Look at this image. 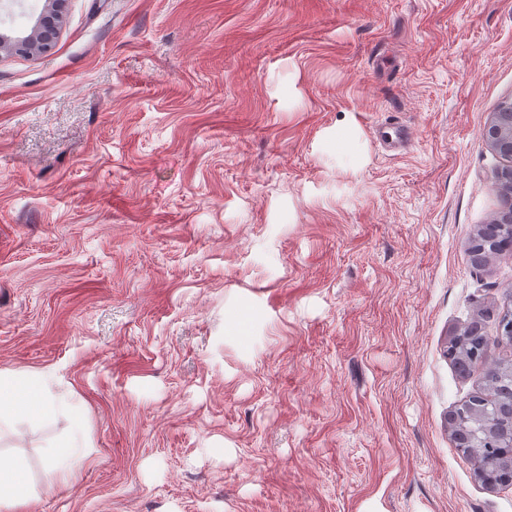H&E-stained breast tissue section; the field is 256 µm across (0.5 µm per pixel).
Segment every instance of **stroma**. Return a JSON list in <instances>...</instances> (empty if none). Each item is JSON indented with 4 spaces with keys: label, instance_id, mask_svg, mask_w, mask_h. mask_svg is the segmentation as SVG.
<instances>
[{
    "label": "stroma",
    "instance_id": "obj_1",
    "mask_svg": "<svg viewBox=\"0 0 512 512\" xmlns=\"http://www.w3.org/2000/svg\"><path fill=\"white\" fill-rule=\"evenodd\" d=\"M510 99L512 0H69L0 59V374L62 404L0 512H512L446 356L512 308ZM42 12L26 32H0V59L4 55L40 56L52 49L59 38L66 16L67 0H45ZM490 147L512 163V100L501 104L485 130ZM495 184L498 188H501L504 197V209L503 211L493 217L488 222V229L491 238H487L493 243L495 240L501 237H512V164L495 174ZM498 248L500 251L511 250L512 251V240L501 238L498 241ZM453 413L448 416V424L452 429L456 447L473 459L476 480L491 486H503L508 483L510 473L507 466L509 462L512 463V447L496 440L477 448L465 447L467 445L464 442L470 436L468 426L467 431H463L451 418Z\"/></svg>",
    "mask_w": 512,
    "mask_h": 512
}]
</instances>
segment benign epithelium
<instances>
[{"instance_id":"1","label":"benign epithelium","mask_w":512,"mask_h":512,"mask_svg":"<svg viewBox=\"0 0 512 512\" xmlns=\"http://www.w3.org/2000/svg\"><path fill=\"white\" fill-rule=\"evenodd\" d=\"M67 0H45L42 12L29 29L19 34L0 32V58L7 55L40 56L52 49L66 16ZM490 147L512 162V100L501 104L485 130ZM495 184L504 197L503 211L488 222L490 241L512 237V165L495 174Z\"/></svg>"}]
</instances>
